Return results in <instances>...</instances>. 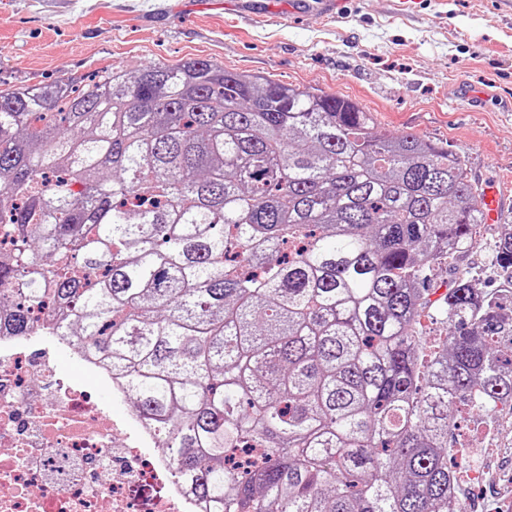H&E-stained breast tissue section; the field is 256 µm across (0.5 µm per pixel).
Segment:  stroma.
<instances>
[{"mask_svg":"<svg viewBox=\"0 0 512 512\" xmlns=\"http://www.w3.org/2000/svg\"><path fill=\"white\" fill-rule=\"evenodd\" d=\"M0 0V89L209 59L225 68L360 102L380 130L409 131L462 153L471 178L512 216V14L501 0H349L339 18L316 8L290 20L294 0ZM494 233L481 225L463 258L436 262L445 290L456 269L480 289L498 282ZM495 478L475 487L456 457L468 512H512V434L490 451Z\"/></svg>","mask_w":512,"mask_h":512,"instance_id":"1","label":"stroma"}]
</instances>
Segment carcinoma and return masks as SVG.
<instances>
[{"label":"carcinoma","instance_id":"obj_1","mask_svg":"<svg viewBox=\"0 0 512 512\" xmlns=\"http://www.w3.org/2000/svg\"><path fill=\"white\" fill-rule=\"evenodd\" d=\"M466 160L204 59L0 89L8 327L106 363L206 512H462L453 413L512 402V307L428 271L486 223ZM490 262L511 287L512 221ZM419 321L418 328L424 335V353L429 354L448 336V326L440 321L433 308H427Z\"/></svg>","mask_w":512,"mask_h":512}]
</instances>
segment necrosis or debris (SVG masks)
<instances>
[{
	"label": "necrosis or debris",
	"instance_id": "4bbe7bcc",
	"mask_svg": "<svg viewBox=\"0 0 512 512\" xmlns=\"http://www.w3.org/2000/svg\"><path fill=\"white\" fill-rule=\"evenodd\" d=\"M53 316L25 336L0 327V512H202L137 411L117 421L35 348L45 336L69 350L47 334Z\"/></svg>",
	"mask_w": 512,
	"mask_h": 512
}]
</instances>
